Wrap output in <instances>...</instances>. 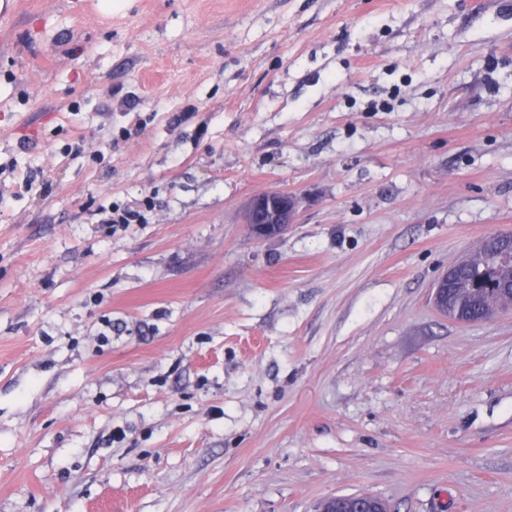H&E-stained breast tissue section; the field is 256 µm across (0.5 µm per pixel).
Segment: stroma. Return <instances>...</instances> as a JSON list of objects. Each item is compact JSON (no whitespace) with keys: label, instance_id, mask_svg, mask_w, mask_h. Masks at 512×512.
<instances>
[{"label":"stroma","instance_id":"1","mask_svg":"<svg viewBox=\"0 0 512 512\" xmlns=\"http://www.w3.org/2000/svg\"><path fill=\"white\" fill-rule=\"evenodd\" d=\"M122 2L0 0V512H512V311L431 299L512 232V0ZM296 208L295 195L267 191L255 195L249 202L248 224L258 237L284 233L293 224Z\"/></svg>","mask_w":512,"mask_h":512}]
</instances>
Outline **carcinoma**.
Segmentation results:
<instances>
[{
	"mask_svg": "<svg viewBox=\"0 0 512 512\" xmlns=\"http://www.w3.org/2000/svg\"><path fill=\"white\" fill-rule=\"evenodd\" d=\"M512 282V257L500 261L481 247L462 260L449 301L467 320H479L512 309V293L501 288Z\"/></svg>",
	"mask_w": 512,
	"mask_h": 512,
	"instance_id": "1",
	"label": "carcinoma"
}]
</instances>
